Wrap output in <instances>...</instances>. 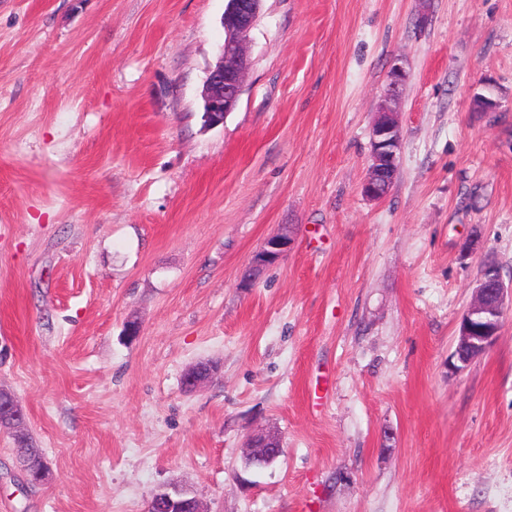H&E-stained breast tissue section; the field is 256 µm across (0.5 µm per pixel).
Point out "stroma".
<instances>
[{
	"label": "stroma",
	"mask_w": 512,
	"mask_h": 512,
	"mask_svg": "<svg viewBox=\"0 0 512 512\" xmlns=\"http://www.w3.org/2000/svg\"><path fill=\"white\" fill-rule=\"evenodd\" d=\"M226 5L0 0V386L51 472L26 484L0 431V512H147L173 485L211 512H512V313L448 372L482 264L512 280V0H263L207 128ZM282 224L293 249L241 286ZM262 429L284 452L245 468ZM389 73V82L380 96L372 125L369 165L360 187L362 195L374 201L382 200L390 192L398 172L403 141L399 119L400 87L406 82L407 73L398 63L392 65ZM219 371V365L210 361L207 366L203 362L188 368L182 379V386L186 392H193L205 383L209 382Z\"/></svg>",
	"instance_id": "obj_1"
}]
</instances>
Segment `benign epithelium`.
Returning <instances> with one entry per match:
<instances>
[{
    "label": "benign epithelium",
    "mask_w": 512,
    "mask_h": 512,
    "mask_svg": "<svg viewBox=\"0 0 512 512\" xmlns=\"http://www.w3.org/2000/svg\"><path fill=\"white\" fill-rule=\"evenodd\" d=\"M263 0H227L223 24L224 43L218 49V62L210 71L203 91L204 112L209 125L218 126L235 107L243 90L247 70L244 37L255 24ZM407 73L402 65H392L389 82L383 89L376 119L372 125L371 152L367 174L360 191L370 200L379 201L390 192L398 172L402 148L400 124V87ZM294 244L291 226L284 224L266 239L252 256V274L260 273L269 265L279 263ZM512 311V286L505 285L498 267L484 266L474 288L472 299L461 316L455 349L448 359L453 373L466 370L480 359L496 342L504 319ZM219 371L213 361L197 363L188 368L182 379L185 391L193 392L209 382ZM25 414L15 396L0 386V428L9 431L17 440L26 435ZM281 439L273 430L250 435L244 442V453L249 457L268 456L276 460L281 453ZM148 512H211L202 501L178 487H166L154 493Z\"/></svg>",
    "instance_id": "benign-epithelium-1"
}]
</instances>
